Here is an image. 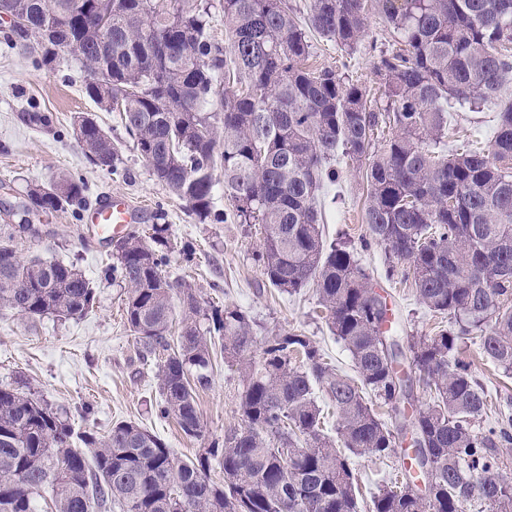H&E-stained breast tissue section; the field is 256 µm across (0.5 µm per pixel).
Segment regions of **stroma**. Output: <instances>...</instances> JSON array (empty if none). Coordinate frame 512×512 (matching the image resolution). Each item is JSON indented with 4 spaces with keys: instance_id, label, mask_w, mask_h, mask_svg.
<instances>
[{
    "instance_id": "35a3bbf8",
    "label": "stroma",
    "mask_w": 512,
    "mask_h": 512,
    "mask_svg": "<svg viewBox=\"0 0 512 512\" xmlns=\"http://www.w3.org/2000/svg\"><path fill=\"white\" fill-rule=\"evenodd\" d=\"M7 22L0 21V225L18 223L17 210L27 189L48 184L61 171L84 182L88 205L112 196L140 206V224H166L174 242L193 243L192 264L179 252L168 255L170 279L190 282L201 305L215 303L240 307L253 317L259 340L280 329L297 328L321 347L346 375L354 369L347 351L330 333L316 291L308 287L288 296L266 286L253 253L261 234L258 227L228 219L202 224L185 202L155 180L134 149L118 113L97 105L83 92L86 74L80 62L61 53L56 63L44 66L20 46L5 41ZM395 40L381 14H372L365 39L353 55L319 35L311 37L308 64L312 67L348 66L350 75L367 91L377 92L376 48H390ZM93 119L112 139L118 151L115 171L93 165L76 136L81 118ZM491 110L472 112L451 108L448 119L450 148L468 147L472 140L489 142L495 128ZM339 178L323 196L327 206V237L344 236L357 247L361 264L374 277L398 321L400 335L424 336L436 332L438 320L416 300L410 280L402 275L385 278L384 250L364 246L365 171L348 159L336 163ZM39 234L16 232L14 244L25 257L38 256L73 264L96 289V303L80 319L48 316L28 319L0 310V386L34 392L64 411L75 435L105 436L113 424L134 421L165 441L180 459L194 458L199 441L186 438L176 422L156 415L158 363L142 360L124 318V290L106 279L113 262V244L89 235L83 213L63 210L43 216ZM464 358L485 388L496 420L512 407V377L484 358L475 344H467ZM207 374L209 385L200 390L198 409L206 441H223L239 427L242 381L235 360L214 353ZM408 462L404 451L387 457L364 456L356 461L363 497L375 493L382 480L402 473Z\"/></svg>"
}]
</instances>
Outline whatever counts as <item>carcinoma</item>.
Returning <instances> with one entry per match:
<instances>
[{"mask_svg":"<svg viewBox=\"0 0 512 512\" xmlns=\"http://www.w3.org/2000/svg\"><path fill=\"white\" fill-rule=\"evenodd\" d=\"M373 1L398 39L381 49L380 98L352 76L306 66L313 31L351 55ZM220 9L228 46L212 39ZM24 27V49L45 65L59 53L88 73L85 94L120 112L150 173L201 223H222L215 171L240 224H257L254 260L281 294L316 285L332 335L357 377H346L301 331L276 334L253 355L254 322L236 306L203 309L191 284L165 275L169 226L128 232L106 278L126 291L124 316L142 358H158L157 411L184 436L204 438L197 391L220 341L237 361L242 425L178 459L133 421L71 444L67 419L32 393L0 387V512H359L355 459L391 455L411 437L416 454L401 480L379 489L368 512H512L498 483L499 448L512 417L486 426L487 394L461 358L464 341L512 374V0H312L308 27L288 0H0ZM111 17L112 82L101 73L92 18ZM496 110L487 147L448 151V106ZM391 135L376 146L384 129ZM77 138L96 166L113 168L111 138L83 118ZM366 168L369 240L383 248L386 277L407 263L417 301L448 324L407 337L430 402L415 415L397 368L402 347L384 329L388 308L357 249L327 240L317 201L336 182V159ZM65 173L29 188V217L86 204ZM0 235V308L28 317L79 318L95 288L72 265L18 254ZM181 331L172 340L174 297ZM336 410L324 432L315 398ZM390 406L380 419L373 401ZM218 465L223 478L211 477Z\"/></svg>","mask_w":512,"mask_h":512,"instance_id":"1","label":"carcinoma"}]
</instances>
